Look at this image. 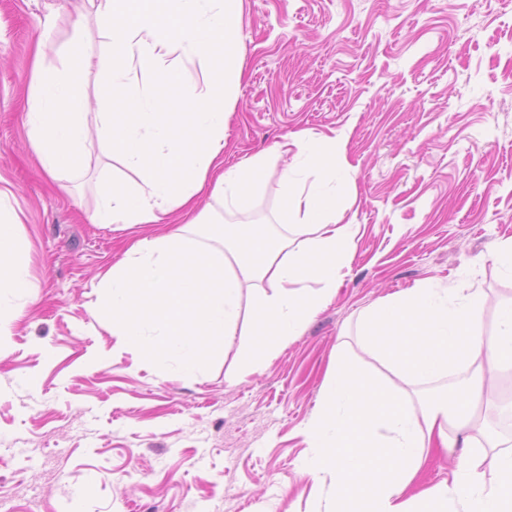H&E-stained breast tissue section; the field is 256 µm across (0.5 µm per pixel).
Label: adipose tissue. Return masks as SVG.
Segmentation results:
<instances>
[{
  "label": "adipose tissue",
  "mask_w": 512,
  "mask_h": 512,
  "mask_svg": "<svg viewBox=\"0 0 512 512\" xmlns=\"http://www.w3.org/2000/svg\"><path fill=\"white\" fill-rule=\"evenodd\" d=\"M107 42L102 61L115 87L137 74L154 75L162 95L135 96L115 110L110 97L82 108L77 68L54 76L35 71L27 114L29 140L49 173L73 158L96 128L108 153L118 154L140 186L103 183L96 224L176 222L175 231L136 240L104 275L101 314L128 345L156 329L157 360L180 357L188 374L204 375L218 342L253 336L263 355L299 335L331 299L356 227L337 223L336 202L318 179L345 159L346 141L320 145L294 133L301 169L285 176L283 210L304 223L270 233L254 224H216L196 209L210 189L225 210L244 208L243 190L264 177L257 155L224 164V120L241 78L231 48L241 0H90ZM289 146V147H292ZM289 147L280 146L279 154ZM267 283L268 293L243 307V287ZM34 285L10 225L0 221V299H33ZM486 297L473 288L458 302L420 286L367 308L357 327L374 359L397 380L431 384L460 377L458 390L437 392L411 407L403 388L358 368L337 348L304 428L311 453L301 473L329 480L325 512H512V448L492 444L476 454L477 407L489 399L486 372L512 368V302L495 309L493 336L482 334ZM432 448L454 455L449 478L415 489Z\"/></svg>",
  "instance_id": "obj_1"
}]
</instances>
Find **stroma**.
I'll use <instances>...</instances> for the list:
<instances>
[{
    "label": "stroma",
    "mask_w": 512,
    "mask_h": 512,
    "mask_svg": "<svg viewBox=\"0 0 512 512\" xmlns=\"http://www.w3.org/2000/svg\"><path fill=\"white\" fill-rule=\"evenodd\" d=\"M44 31L47 74L104 41L89 0H0V190L37 296L19 300L0 357V512H323L332 489L300 477L302 431L338 345L380 367L356 338L360 311L423 284L512 300L492 259L512 239V0H242L224 164L268 156L251 217L283 223L294 159L273 150L305 130L347 138L327 188L337 223L358 227L335 297L245 377L241 337L198 378L95 316L99 274L165 227L89 221L97 184L131 176L97 137L57 177L41 166L25 106ZM79 88L119 107L158 85L114 88L94 68Z\"/></svg>",
    "instance_id": "obj_1"
}]
</instances>
